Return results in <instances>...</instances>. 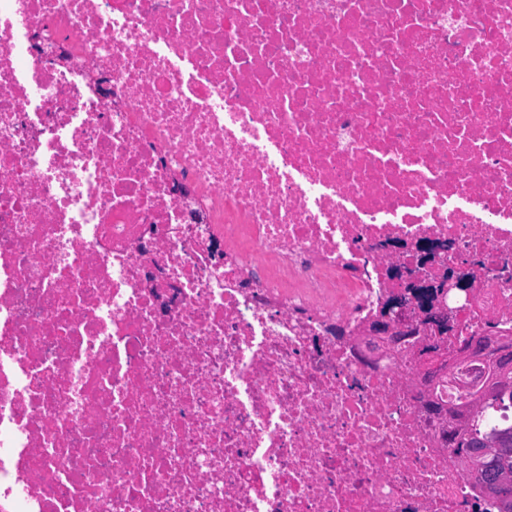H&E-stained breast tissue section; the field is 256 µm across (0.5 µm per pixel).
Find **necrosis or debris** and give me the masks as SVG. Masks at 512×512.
Wrapping results in <instances>:
<instances>
[{
	"instance_id": "necrosis-or-debris-1",
	"label": "necrosis or debris",
	"mask_w": 512,
	"mask_h": 512,
	"mask_svg": "<svg viewBox=\"0 0 512 512\" xmlns=\"http://www.w3.org/2000/svg\"><path fill=\"white\" fill-rule=\"evenodd\" d=\"M442 272L448 329L360 338ZM512 0H0V512H498ZM424 357L422 380L429 386L434 380L449 375L459 358L448 355L444 349L430 348ZM509 440L504 438H487L478 443V448L468 457L463 459L465 465L474 470L484 466L486 459L494 458L500 461L498 470L491 489L494 495L500 497L505 510L501 512H512V448ZM511 502H505L510 501Z\"/></svg>"
}]
</instances>
